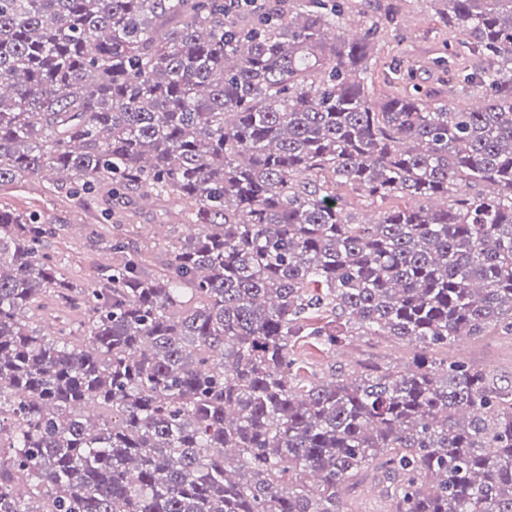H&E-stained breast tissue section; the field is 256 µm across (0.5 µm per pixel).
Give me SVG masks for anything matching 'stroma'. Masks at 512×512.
Segmentation results:
<instances>
[{
    "label": "stroma",
    "mask_w": 512,
    "mask_h": 512,
    "mask_svg": "<svg viewBox=\"0 0 512 512\" xmlns=\"http://www.w3.org/2000/svg\"><path fill=\"white\" fill-rule=\"evenodd\" d=\"M392 2L397 8V18L388 24L372 59L375 95L380 97L416 87L439 88L441 75L433 63L447 56L449 44L459 39L458 31L434 24L429 0ZM0 198L19 209L53 220L59 233V243L54 250L62 271L73 274L86 286L96 283L111 257L88 247L91 221L83 209L45 191L39 180L0 192ZM296 355L305 366L326 374L334 368L348 371L373 362L398 366L412 362L411 349L405 343L378 344L364 338L333 353L306 344L297 347ZM459 355L472 364L490 368L503 381L512 382L511 337L493 333L479 341L462 342Z\"/></svg>",
    "instance_id": "35a3bbf8"
}]
</instances>
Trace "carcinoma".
I'll list each match as a JSON object with an SVG mask.
<instances>
[{
  "label": "carcinoma",
  "instance_id": "carcinoma-1",
  "mask_svg": "<svg viewBox=\"0 0 512 512\" xmlns=\"http://www.w3.org/2000/svg\"><path fill=\"white\" fill-rule=\"evenodd\" d=\"M479 108L377 100L341 0H0V191L122 203L93 287L0 203V512H512V0H430ZM402 199L374 223L336 189ZM187 232L119 234L146 204ZM367 336L412 367L305 374ZM457 357L490 368L504 382H512V338L492 333L480 341H463ZM356 505L362 512H381L383 503L373 485L365 483L359 486L354 493Z\"/></svg>",
  "mask_w": 512,
  "mask_h": 512
}]
</instances>
